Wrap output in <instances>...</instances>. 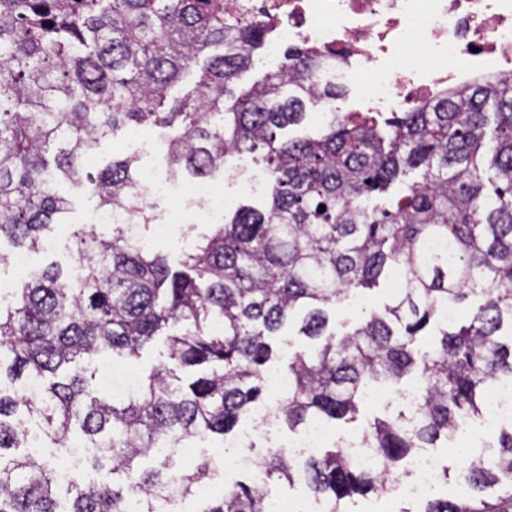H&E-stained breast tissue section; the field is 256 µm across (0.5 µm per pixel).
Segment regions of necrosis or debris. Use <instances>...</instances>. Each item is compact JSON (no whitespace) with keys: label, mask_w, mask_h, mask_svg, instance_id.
<instances>
[{"label":"necrosis or debris","mask_w":512,"mask_h":512,"mask_svg":"<svg viewBox=\"0 0 512 512\" xmlns=\"http://www.w3.org/2000/svg\"><path fill=\"white\" fill-rule=\"evenodd\" d=\"M224 14L263 24L268 54L287 41L332 53L337 83L356 84L370 112L512 76V0H225ZM412 43L427 61L405 63Z\"/></svg>","instance_id":"necrosis-or-debris-1"}]
</instances>
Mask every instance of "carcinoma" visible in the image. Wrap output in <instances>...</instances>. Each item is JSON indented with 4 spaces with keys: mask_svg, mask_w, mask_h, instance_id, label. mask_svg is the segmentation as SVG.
Listing matches in <instances>:
<instances>
[{
    "mask_svg": "<svg viewBox=\"0 0 512 512\" xmlns=\"http://www.w3.org/2000/svg\"><path fill=\"white\" fill-rule=\"evenodd\" d=\"M255 23L224 22V0H0V244L36 250L41 234L71 205L64 180L97 197L98 209L148 225L156 206L137 182L139 158L126 155L94 174L86 156L123 128L169 130L168 175L224 176L234 154L261 153L267 181L261 207L237 204L224 223L197 237L172 268L147 254L124 224L108 236L77 229L72 258L29 275L0 304V512H164L169 484L194 495L210 462L161 468L136 460L161 446L226 436L267 402L264 367L271 339L296 310L299 334L319 341L288 363V394L275 420L293 430L357 419L368 390L415 376L413 404L376 417L357 446L374 466L356 465L340 443L302 466L266 450V478L304 482L325 512L392 491L387 475L423 448H446L484 416L493 386L512 380V78L472 84L416 111L354 121L332 114L318 138H289L307 105L329 104L344 88L324 78L327 59L303 45L249 90L235 81L264 46ZM206 56L194 93L161 111L168 90ZM421 171L390 207L366 203ZM325 206L319 211V206ZM402 271L383 311L340 336L325 307L371 291ZM472 296L467 323L445 321ZM166 337L168 361L115 398L82 371L63 373L103 352L139 355ZM430 350L419 339L430 328ZM202 371L190 380L180 372ZM59 449L78 433L88 462L124 476L91 484L74 472L61 482L52 460L16 454L31 428ZM453 478L471 491L512 483V424ZM266 491L236 484L202 512H265ZM423 512H503L466 498L433 501Z\"/></svg>",
    "mask_w": 512,
    "mask_h": 512,
    "instance_id": "carcinoma-1",
    "label": "carcinoma"
}]
</instances>
